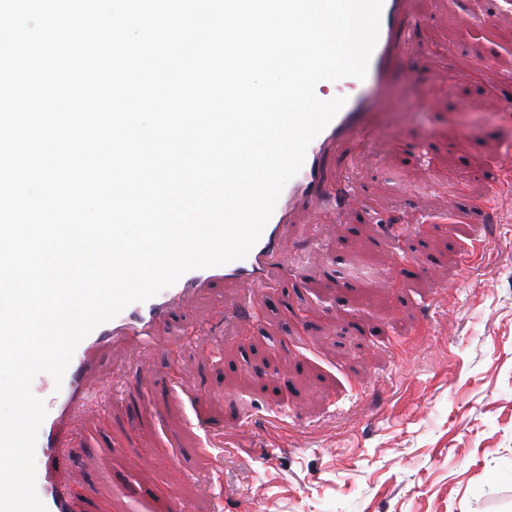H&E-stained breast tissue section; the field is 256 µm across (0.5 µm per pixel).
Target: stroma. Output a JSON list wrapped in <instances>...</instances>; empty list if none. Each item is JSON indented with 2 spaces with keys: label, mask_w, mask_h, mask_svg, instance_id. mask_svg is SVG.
Here are the masks:
<instances>
[{
  "label": "stroma",
  "mask_w": 512,
  "mask_h": 512,
  "mask_svg": "<svg viewBox=\"0 0 512 512\" xmlns=\"http://www.w3.org/2000/svg\"><path fill=\"white\" fill-rule=\"evenodd\" d=\"M412 8L431 53L366 96L380 138L427 142L426 160L354 146L362 207L298 215L319 238L285 243L271 306L231 323L219 285L181 301L182 335L101 357L120 393L69 424L94 512H512V192L495 228L468 215L512 139L470 70L512 76V13L464 30L484 0Z\"/></svg>",
  "instance_id": "obj_1"
}]
</instances>
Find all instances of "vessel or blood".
<instances>
[{
	"label": "vessel or blood",
	"mask_w": 512,
	"mask_h": 512,
	"mask_svg": "<svg viewBox=\"0 0 512 512\" xmlns=\"http://www.w3.org/2000/svg\"><path fill=\"white\" fill-rule=\"evenodd\" d=\"M413 20L410 0H383L367 81L382 83L394 63L427 52V45L416 37ZM344 96L345 105L308 146L302 167L284 186L258 242L245 258L188 271L152 298L129 304L78 344L62 383H55L50 377L43 380L40 391L48 399V408L38 432L35 458L36 491L47 512H91L90 504L82 501L70 484L57 480L56 475L75 451L63 438L61 418L67 413L78 414L89 402L91 388L86 376L101 346L127 340L156 343L158 324L171 321L182 297L222 282L237 288L239 310L253 311L265 290L274 286L277 272L272 258L290 230L307 236L317 230L313 223L291 227L288 216L295 210L316 206L321 212L342 217L356 204L357 197L351 189H333L332 181L352 164L346 145L376 140L377 127L355 86H348Z\"/></svg>",
	"instance_id": "obj_1"
}]
</instances>
